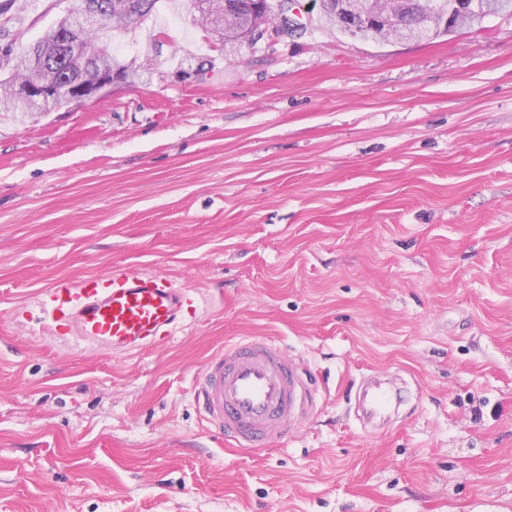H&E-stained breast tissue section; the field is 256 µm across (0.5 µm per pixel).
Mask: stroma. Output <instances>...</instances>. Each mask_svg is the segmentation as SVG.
Wrapping results in <instances>:
<instances>
[{"mask_svg": "<svg viewBox=\"0 0 512 512\" xmlns=\"http://www.w3.org/2000/svg\"><path fill=\"white\" fill-rule=\"evenodd\" d=\"M73 0H21L40 38ZM161 0L141 81L0 114V512H512V16L435 42L308 24L209 56ZM162 272L199 301L165 346L60 344L59 279ZM270 336L320 388L240 450L193 405L207 359ZM404 379L362 428L352 395Z\"/></svg>", "mask_w": 512, "mask_h": 512, "instance_id": "1", "label": "stroma"}]
</instances>
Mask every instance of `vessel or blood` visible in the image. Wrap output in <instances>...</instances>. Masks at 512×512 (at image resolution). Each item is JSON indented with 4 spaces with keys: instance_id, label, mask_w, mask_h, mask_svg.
I'll use <instances>...</instances> for the list:
<instances>
[{
    "instance_id": "obj_1",
    "label": "vessel or blood",
    "mask_w": 512,
    "mask_h": 512,
    "mask_svg": "<svg viewBox=\"0 0 512 512\" xmlns=\"http://www.w3.org/2000/svg\"><path fill=\"white\" fill-rule=\"evenodd\" d=\"M42 298L72 341L137 352L167 342L192 313L186 288L161 273L114 271L59 281ZM319 398L302 363L267 336H245L213 356L196 379L194 404L210 431L237 448L287 436Z\"/></svg>"
}]
</instances>
